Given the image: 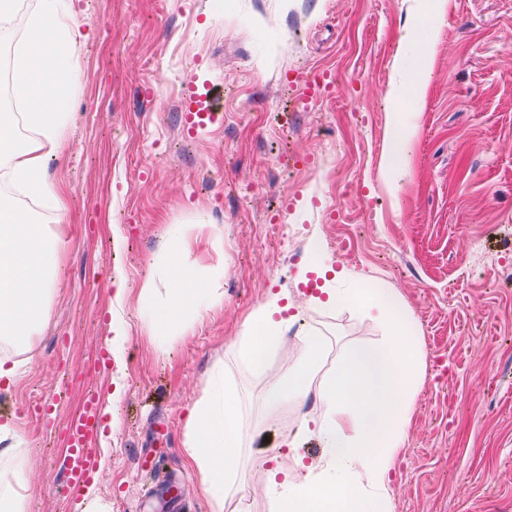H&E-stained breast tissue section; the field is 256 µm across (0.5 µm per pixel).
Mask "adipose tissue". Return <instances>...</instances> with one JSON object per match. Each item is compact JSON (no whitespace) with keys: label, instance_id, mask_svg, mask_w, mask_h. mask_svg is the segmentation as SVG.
Here are the masks:
<instances>
[{"label":"adipose tissue","instance_id":"adipose-tissue-1","mask_svg":"<svg viewBox=\"0 0 512 512\" xmlns=\"http://www.w3.org/2000/svg\"><path fill=\"white\" fill-rule=\"evenodd\" d=\"M20 0H0V43L16 42L11 89L20 112L0 113V177L36 198L49 210H61L58 186L46 174V161L64 144L72 84V48L81 23L67 0H38L28 20V35L17 38L13 20ZM33 135L17 144L19 124ZM215 260L199 266L189 262L190 234L174 225L164 243L173 263L165 288L147 281L142 308L156 321L159 335L171 322L181 332L190 317L219 307L224 300V233L209 240ZM70 242L61 232L46 230L26 215L18 203L0 195V337L30 345L52 316L51 297L57 273ZM281 294H269L246 326L240 354L252 367L265 370L279 347L284 321ZM323 306H348L387 321L394 332L383 344L349 349L318 386L322 413L304 418L303 431L318 434L326 454L318 464H283L273 454L266 482L278 489L277 512H392L389 475L402 448L415 392L423 369L420 339L407 328L396 297L367 282L338 293L326 291ZM300 360L287 377L268 386L269 400L301 403L323 350L322 337L300 336ZM239 392L223 377L207 384L206 394L188 416L187 462L196 469L199 485L212 512H224V493L237 474L238 450L247 437Z\"/></svg>","mask_w":512,"mask_h":512}]
</instances>
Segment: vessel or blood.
I'll use <instances>...</instances> for the list:
<instances>
[{
    "mask_svg": "<svg viewBox=\"0 0 512 512\" xmlns=\"http://www.w3.org/2000/svg\"><path fill=\"white\" fill-rule=\"evenodd\" d=\"M183 108L184 122L188 128L203 125L212 118L205 100L196 94L192 93L186 97ZM99 424V399L92 396L86 401L83 413L66 427L71 453L64 460L62 467L69 492H77L97 476V457L88 448L87 442L97 433Z\"/></svg>",
    "mask_w": 512,
    "mask_h": 512,
    "instance_id": "vessel-or-blood-1",
    "label": "vessel or blood"
}]
</instances>
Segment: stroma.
Here are the masks:
<instances>
[{
  "mask_svg": "<svg viewBox=\"0 0 512 512\" xmlns=\"http://www.w3.org/2000/svg\"><path fill=\"white\" fill-rule=\"evenodd\" d=\"M82 21L64 147L46 164L64 216L28 208L71 241L53 316L32 359L0 381V415L22 441L0 468L25 462V512H77L62 483L67 424L90 395L104 414L91 446L102 512H211L184 459L189 410L223 373L245 403L248 437L226 504L274 512L260 470L283 435L318 462L316 417L271 403L299 338L323 336L321 380L352 346L386 341L387 324L352 308L312 305L301 263L321 242L336 287L367 281L398 296L424 351L421 388L390 474L393 512H512V0H69ZM438 31L429 98L416 108L394 83L417 65L407 30ZM329 72L330 96L302 103L307 77ZM213 99L197 132L181 101ZM417 124L394 187L380 171L392 113ZM174 224L193 227L194 258L213 259L224 231V304L188 335H156L140 308ZM125 296L114 304L116 283ZM287 295L294 322L264 373L237 347L267 294ZM127 336L113 346V327ZM106 363H99V354Z\"/></svg>",
  "mask_w": 512,
  "mask_h": 512,
  "instance_id": "stroma-1",
  "label": "stroma"
}]
</instances>
